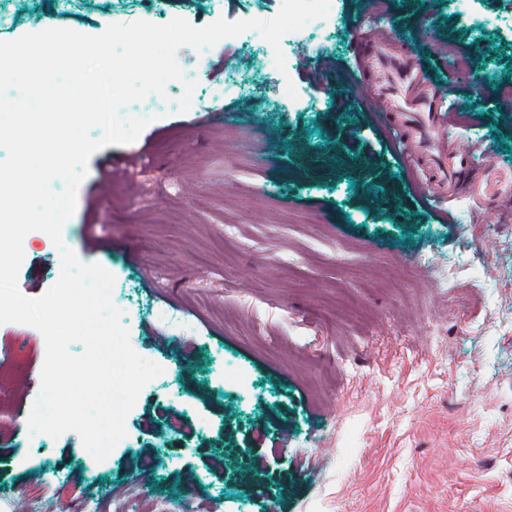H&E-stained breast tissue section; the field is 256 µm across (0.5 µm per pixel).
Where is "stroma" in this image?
I'll return each instance as SVG.
<instances>
[{
  "instance_id": "stroma-1",
  "label": "stroma",
  "mask_w": 512,
  "mask_h": 512,
  "mask_svg": "<svg viewBox=\"0 0 512 512\" xmlns=\"http://www.w3.org/2000/svg\"><path fill=\"white\" fill-rule=\"evenodd\" d=\"M372 0H331L285 35L278 89L255 31L177 57L158 120L96 152L62 239L115 277L133 349L164 372L95 461L79 435L17 421L40 391L41 333L0 324V512H72L77 496L150 512H512V212L459 201L443 222L424 174L368 98ZM281 0H0V41L51 27L273 18ZM456 96L477 159L512 170V0H391L376 19ZM430 28L432 42L419 33ZM451 47L468 69L448 80ZM222 110L219 120L209 111ZM119 163L99 195L106 161ZM36 299L60 257L23 242ZM179 415L181 434L166 431ZM156 461L145 470L141 457Z\"/></svg>"
}]
</instances>
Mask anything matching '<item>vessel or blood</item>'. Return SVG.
Here are the masks:
<instances>
[{
  "instance_id": "b4317fda",
  "label": "vessel or blood",
  "mask_w": 512,
  "mask_h": 512,
  "mask_svg": "<svg viewBox=\"0 0 512 512\" xmlns=\"http://www.w3.org/2000/svg\"><path fill=\"white\" fill-rule=\"evenodd\" d=\"M364 41L379 48L387 56L396 78L386 94H372L373 106H380L382 100H389L398 112H413L423 122L422 127L413 129L411 148H425L435 144L447 127L454 111L451 96L434 86L421 68L393 50L392 36L377 27L371 28L363 36ZM474 155L473 147L465 140H457L454 150L444 162L448 174L450 202H439L438 208L444 220L456 223L457 216L451 205L452 200L466 198L474 204L491 200H512V172L502 171L493 163H485L479 175H471L470 163Z\"/></svg>"
}]
</instances>
